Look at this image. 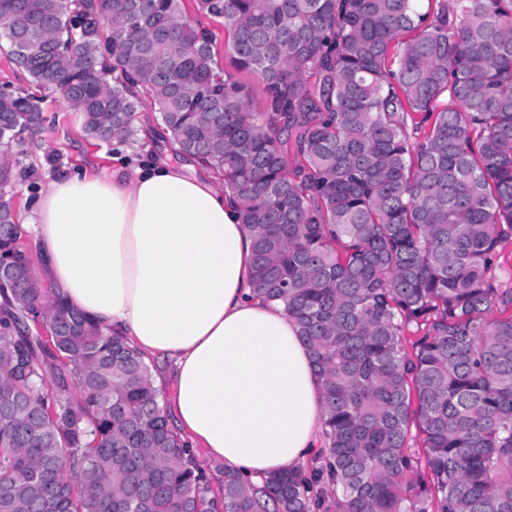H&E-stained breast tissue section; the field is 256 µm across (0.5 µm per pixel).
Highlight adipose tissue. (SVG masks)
Wrapping results in <instances>:
<instances>
[{
  "instance_id": "adipose-tissue-1",
  "label": "adipose tissue",
  "mask_w": 512,
  "mask_h": 512,
  "mask_svg": "<svg viewBox=\"0 0 512 512\" xmlns=\"http://www.w3.org/2000/svg\"><path fill=\"white\" fill-rule=\"evenodd\" d=\"M23 226L56 297L170 363L187 447L255 486L304 466L321 382L294 319L254 297L252 239L213 177L166 157L77 173L52 182Z\"/></svg>"
}]
</instances>
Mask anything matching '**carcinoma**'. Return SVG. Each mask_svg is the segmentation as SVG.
Listing matches in <instances>:
<instances>
[{"label":"carcinoma","mask_w":512,"mask_h":512,"mask_svg":"<svg viewBox=\"0 0 512 512\" xmlns=\"http://www.w3.org/2000/svg\"><path fill=\"white\" fill-rule=\"evenodd\" d=\"M194 2L0 0V53L97 140L157 112L237 199L322 382L338 512H512V0ZM43 112L6 84L0 144ZM26 173L0 159V512H315L300 470L211 495L143 354L34 278Z\"/></svg>","instance_id":"cac0c4a2"}]
</instances>
